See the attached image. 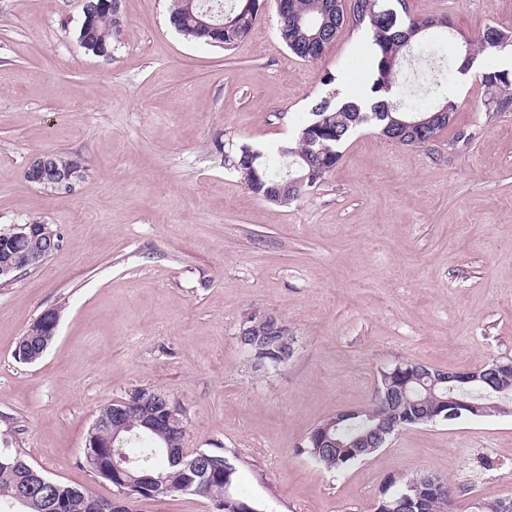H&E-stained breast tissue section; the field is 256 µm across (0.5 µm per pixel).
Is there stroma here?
<instances>
[{"label": "stroma", "mask_w": 512, "mask_h": 512, "mask_svg": "<svg viewBox=\"0 0 512 512\" xmlns=\"http://www.w3.org/2000/svg\"><path fill=\"white\" fill-rule=\"evenodd\" d=\"M171 0H122L111 58L84 49L82 0H0V227L32 221L60 250L0 281V432L46 475L108 498L85 465L99 412L162 389L185 414L187 452L222 448L239 495L264 512H376L408 478L456 490V512L512 498V414L400 430L331 473L299 453L307 433L375 397L380 371L448 372L512 357V109L486 108L477 55L452 130L426 147L358 128L324 181L264 201L232 164L271 151L323 97L359 96L372 39L344 32L322 57L293 55L265 0L231 50L183 36ZM462 37L512 31V0H406ZM467 133L455 141L456 132ZM77 156L71 191L27 182L46 153ZM57 336L23 363L15 347L44 312ZM287 322L295 352L261 375L238 334L250 313Z\"/></svg>", "instance_id": "1"}]
</instances>
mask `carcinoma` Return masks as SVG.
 Instances as JSON below:
<instances>
[{"label":"carcinoma","mask_w":512,"mask_h":512,"mask_svg":"<svg viewBox=\"0 0 512 512\" xmlns=\"http://www.w3.org/2000/svg\"><path fill=\"white\" fill-rule=\"evenodd\" d=\"M112 7L97 13L93 22L81 25L78 40L81 45L101 57L103 51H112L115 28L122 23L121 0H111ZM383 0H288V17L280 20L279 37L286 47L298 58L314 61L319 59L325 48L343 32L351 28H365L372 38V70L375 76L373 89L385 94V98L373 102L367 111L350 101L338 104L327 98L318 100L311 109L310 120L298 130L294 146H280L270 155L243 144L235 161L237 170L244 175L249 188L264 200L287 205L306 191L321 183L340 160L339 147L363 124L374 125L387 139L406 146H426L450 126L456 112V104L442 98L434 105L418 106L412 101V90L399 80L402 64L410 53L419 50L434 56L437 49L426 47L421 41L425 28H448V19L403 17L392 8L382 5ZM211 5L209 0H172L169 22L180 34L212 46L231 49L238 41L248 36L258 14L241 10V0H230L224 14L236 18L233 27L217 31L201 22L203 11ZM491 27H486L471 39L475 51L502 47L490 39ZM481 84L488 91L489 101L494 103L493 111L502 112L512 107V78L506 71L488 70L481 73ZM429 119L425 130H406L400 121L409 119V114ZM297 160L299 174L306 176L304 183L294 186L286 193L280 187L287 183L291 174L286 161ZM60 238L48 225H42L41 234L28 239L16 238L15 226L0 228V258L11 259L24 264V254L45 253L49 242ZM419 363L406 361L392 369L380 372L379 380L387 379L396 383H408L406 397L395 415L380 398L365 407V413L348 422L343 440L350 442L361 435L374 437L378 430L390 437L396 431L421 425L444 416L447 409L442 400L452 395L471 401L482 407V416L500 413V407H512V381L495 379L492 382H474L447 392L442 386L428 390L430 384L418 381ZM100 416L111 419V428L96 430V438L106 446L105 466L97 477L108 478L103 473L111 467L112 449L109 448L112 433L127 440L122 445L124 456L121 467L125 476L136 479L153 476L160 480L161 497H176L186 494L189 483L203 484L202 496L214 505L224 503V481L235 485L238 470L230 469L231 459L220 450H204L202 454L209 461L208 469L196 477L176 463L171 450H183L181 437L174 435L167 439L145 430L140 425L137 413L116 420L112 418V406H107ZM12 442L0 438V500L15 503L24 495L29 503L22 505V512H43L42 497L49 494L64 502V512H87L88 493L59 480H51L50 491L38 484L26 482L25 472L20 466V455L11 449ZM302 452L329 471H338L349 463L365 459L374 451L358 449V455L349 448H316L314 442L304 443ZM424 502L427 512H452L451 488H437L431 476L416 475L409 478L403 487L383 499L379 504L381 512L393 509L401 512L402 496Z\"/></svg>","instance_id":"carcinoma-1"}]
</instances>
